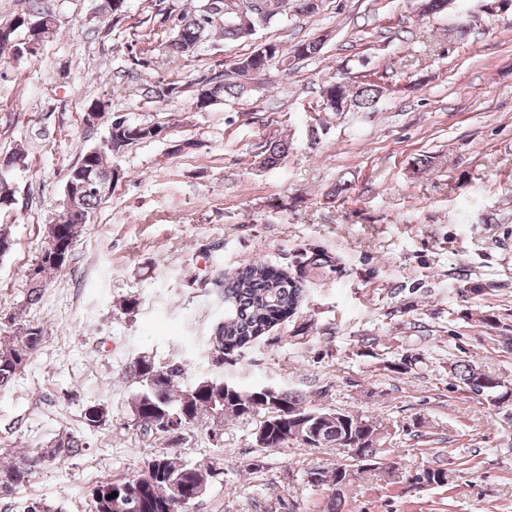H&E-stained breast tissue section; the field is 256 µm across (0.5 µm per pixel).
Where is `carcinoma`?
<instances>
[{"label": "carcinoma", "mask_w": 512, "mask_h": 512, "mask_svg": "<svg viewBox=\"0 0 512 512\" xmlns=\"http://www.w3.org/2000/svg\"><path fill=\"white\" fill-rule=\"evenodd\" d=\"M207 0H197L189 12L178 8L174 0H154V9L159 14H167L177 21L174 36L167 42L168 52L182 56L194 51L213 31H218L228 41L238 40L236 29L230 21L216 28L206 19ZM43 20V27L54 37L58 32L56 16L44 8L39 0H25L21 12L6 24L0 25L7 39L18 46L28 38V23ZM271 60L289 62L290 59L313 58L323 48L320 40L298 42L289 49L273 43ZM206 88L204 79L181 85L176 81L167 84H145L141 97L146 100L166 99L173 95L188 94L192 102L198 101L199 89ZM348 86L343 83H328L322 90L330 96V101H322L327 112L343 111L342 104L348 101ZM383 86L372 81H360L353 93L354 107L362 110L372 108L381 97ZM242 94L237 83L236 72L226 71L213 95L218 99ZM160 127L149 123L117 124L107 138L111 144H103L85 150L81 154L82 165L73 166L67 180L74 181L82 176L91 180L83 195L62 212L61 223L47 232V246L37 259L29 274V288L26 303L39 302L42 290L51 275L60 272L82 227L88 223L91 213L97 208L103 196L97 191L94 182L108 179L114 169L107 162V156L116 153L118 142L123 146L152 139ZM288 151L283 140H269L261 152V164L266 167L277 165ZM27 153L17 147L0 158V164H8L7 171L27 167ZM329 256L319 249L303 251L299 274L291 276L276 271L271 265L261 261L242 264L233 274L221 279L224 286V307L227 309L224 323L214 329L211 346L213 360L224 363L226 358H234L241 350L265 334L275 323L291 316L303 298V279L309 267H328ZM43 341L42 330L28 326L19 335L8 340L0 348V391L6 390L16 375L20 373L31 356ZM131 378L136 380L138 390L128 400V411L133 421L146 435L160 434L166 438L181 433L184 429L201 423L202 418L222 422L224 418L244 419L256 413H264L260 422L266 430L267 444L264 448H286L288 441V417L293 415L317 423L318 415L326 412L308 402L307 396L297 390L276 388V393L267 397L255 389H243L221 379H200L192 386L183 384L185 366L172 364L161 367L149 356H137L128 367ZM454 378L469 392L483 391V396L493 402L503 403L512 398V390L505 389L501 381L470 364L455 366ZM347 422H325L317 428L320 446L349 448L343 463L335 467L310 469L305 472L306 483L317 489L330 492L331 512H336L340 495L355 475L368 471H383L393 476L396 466L389 459L393 449L374 448L372 442L362 438L364 425L370 419L350 412H344ZM81 439L63 434L57 445L48 452H33L18 462L0 465V494L8 495L28 481L31 474L43 464L57 458L75 455L82 448ZM148 465L156 468V474H137L131 479L114 481L100 479L90 487L91 512H176L174 486L181 484L191 487L197 480L216 474L213 466H201L183 462L168 455H158L148 459ZM411 480L417 484L427 483L442 486L448 477L442 468H423L416 471ZM109 489L123 499L120 507L107 497L97 495V491Z\"/></svg>", "instance_id": "carcinoma-1"}]
</instances>
